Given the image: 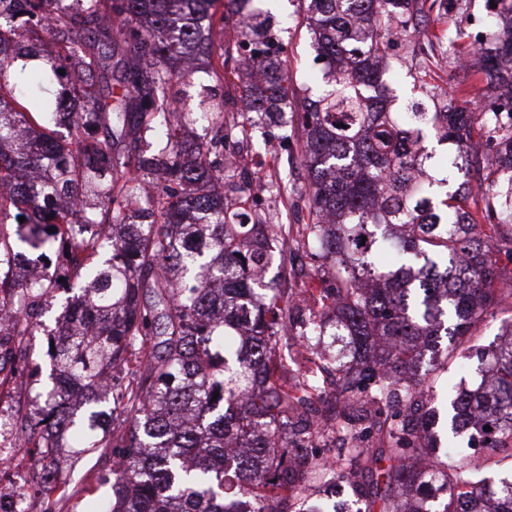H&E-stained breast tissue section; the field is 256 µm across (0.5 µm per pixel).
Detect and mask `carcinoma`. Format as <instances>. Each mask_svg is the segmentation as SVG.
Masks as SVG:
<instances>
[{
  "label": "carcinoma",
  "instance_id": "1",
  "mask_svg": "<svg viewBox=\"0 0 512 512\" xmlns=\"http://www.w3.org/2000/svg\"><path fill=\"white\" fill-rule=\"evenodd\" d=\"M28 16L0 15V309L21 312L0 327V364L12 363L56 292L66 299L59 335L48 338L53 386L20 418L19 447L40 461L64 440L79 454L110 450L112 471L85 512H320L314 492L331 481L352 493L355 512H512V321L505 339L475 346L476 328L510 287L493 258L512 261V108L469 112L472 84L452 88L443 111L426 101L391 112L382 63L404 32L448 11L447 0H309L307 20L329 89L303 108L301 155L309 169L306 243L327 265L319 326L347 336L368 365L337 385L346 402L326 418L336 454L313 460L288 446L290 419L306 430L319 379L288 377L280 346L292 305L274 280L254 276L284 263L276 224L246 214L247 173L224 181L218 200L200 183L224 170V113L185 154L173 138L194 122L173 87L190 81V62L215 59L224 81L259 71L239 99L250 125L288 121V75L271 30L245 52L207 39L215 17L241 28V15L216 12L225 0H26ZM45 29L59 50L41 55L10 44ZM485 95L512 91V35L480 44ZM64 73H59V70ZM469 154L470 172L452 191L424 146ZM158 192L151 198L142 186ZM25 221H19V217ZM371 228L373 244L397 239L398 269H377L351 239ZM55 232H48V229ZM28 245L42 278L22 282ZM449 344L424 372L413 369L432 337ZM488 361L480 384L450 400L452 435L479 437L489 458L441 456L423 431L439 375L463 355ZM218 398H213L214 393ZM490 430H484L485 426ZM497 479L475 481L487 463Z\"/></svg>",
  "mask_w": 512,
  "mask_h": 512
}]
</instances>
